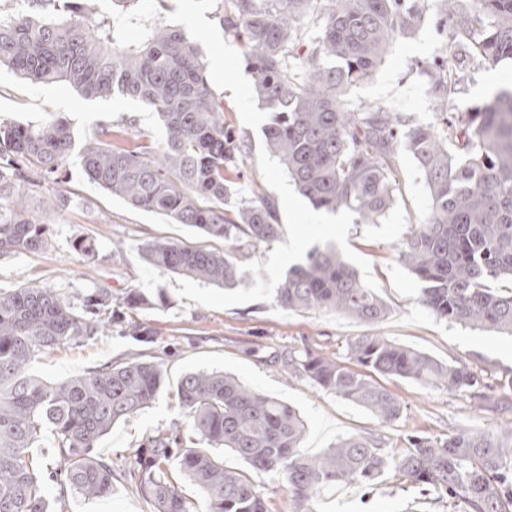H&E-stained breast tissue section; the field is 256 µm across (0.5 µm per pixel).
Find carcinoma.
<instances>
[{"label": "carcinoma", "instance_id": "carcinoma-1", "mask_svg": "<svg viewBox=\"0 0 512 512\" xmlns=\"http://www.w3.org/2000/svg\"><path fill=\"white\" fill-rule=\"evenodd\" d=\"M23 2L34 14L0 16V66L34 83L66 82L88 98L137 100L157 114L164 142L138 144L112 123L79 142L61 116L0 120V256L50 247L23 197L57 179L75 153L91 182L132 207L235 243L220 253L149 241L142 247L149 265L227 289L242 284L244 249L276 240L281 227L266 199L227 209L237 194L231 166L246 149L224 119L200 49L181 29L153 20L139 23L138 43H125L124 24L140 19V0H112V13L90 25L84 18L97 14V0ZM216 2L219 24L242 40L252 91L271 114L266 146L299 192L318 209L348 208L373 224L394 202V151L403 145L431 200L399 250L423 283L422 305L440 319L512 336V286H489L512 278V87L453 120L421 122L379 106L354 112L341 102L342 91L373 76L393 38L423 22L430 0H230L227 12L224 0ZM436 2L440 23L452 25L471 59L489 67L512 61V0ZM462 63L455 51L426 69L439 112L458 92ZM276 300L289 310H333L370 324L390 312L332 244L288 268ZM154 305L140 293L114 302L96 290L77 306L50 287L0 290V512H52L34 462L46 437L63 485L86 499L112 494L114 473L99 442L164 391L163 363L137 353L58 382L33 374L31 364L123 324V308ZM348 350L359 369L308 350H290L274 363L365 408L381 428L397 423L403 406L372 374L452 393L482 386L468 366L384 336H357ZM176 395L201 446L177 451L176 440L158 432L135 449L130 486L150 512H198L170 478L174 463L205 494V512H268L252 470L283 476L296 512H315L325 490L370 485L389 468L456 510L512 512V428L503 435L467 428L442 438L410 435L397 454L372 437L347 436L309 456L298 413L231 374L188 371ZM227 452L248 470L226 462Z\"/></svg>", "mask_w": 512, "mask_h": 512}]
</instances>
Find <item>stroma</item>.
Returning a JSON list of instances; mask_svg holds the SVG:
<instances>
[{"label":"stroma","mask_w":512,"mask_h":512,"mask_svg":"<svg viewBox=\"0 0 512 512\" xmlns=\"http://www.w3.org/2000/svg\"><path fill=\"white\" fill-rule=\"evenodd\" d=\"M144 15L182 29L203 54L210 87L224 98L226 120L247 148L238 180L243 200L270 198L283 229L280 239L252 247L243 260L256 283L227 290L171 271L149 266L142 246L152 240L221 251L224 240L128 205L92 183L78 158H70L57 181L38 186L31 205L40 198L63 192L67 208L46 212L43 222L50 249L0 256V289L21 284L50 286L73 302L102 289L114 299L138 292L150 297L164 294L166 306L133 312V320L154 331L149 355L165 363L169 384L149 407L121 422L102 438L99 452L116 476L109 497L87 500L56 480L47 490L54 512H149L148 504L130 488L133 450L156 432L177 434L184 445L194 435L178 406L176 383L181 375L199 369L223 370L246 386L277 397L295 408L306 427L304 448L320 454L338 438L385 435L384 446L399 451L412 433L444 437L463 428L499 430L512 423V337L471 329L436 318L420 302L421 283L398 259L397 249L414 225L427 217L431 202L412 156L398 149L399 185L395 201L376 223H361L345 208L333 213L315 208L295 187L278 159L265 147L268 112L252 91L241 40L226 34L214 16L212 0H167L157 9L154 0H142ZM454 45L450 31L430 13L415 32L394 39L376 73L349 86L347 108L379 105L420 121L435 118L430 84L423 64L444 56ZM448 112H468L497 89L512 85V64L495 68L472 63ZM67 119L77 139L91 136L99 122L134 121L130 135L157 145L163 132L153 112L139 102L122 98L89 99L64 82L33 84L8 69H0V119L17 123L41 122L54 116ZM93 242L95 254L81 256L77 242ZM335 244L360 279L388 304L386 320L371 325L335 311H294L281 307L275 290L282 274L301 262L315 246ZM379 334L398 344L428 353L443 362L469 366L483 378L480 402L449 393L443 386H422L393 378L379 383L403 406L400 421L379 430L364 408L336 395L317 390L307 379L284 373L273 356L291 349H309L316 355L349 364L348 344L353 338ZM142 349L123 327L85 343L50 351L38 358L35 371L48 380L117 363ZM419 512H448L445 503L418 500L416 490L394 472L376 485H347L322 495L317 512H405L408 503Z\"/></svg>","instance_id":"35a3bbf8"}]
</instances>
